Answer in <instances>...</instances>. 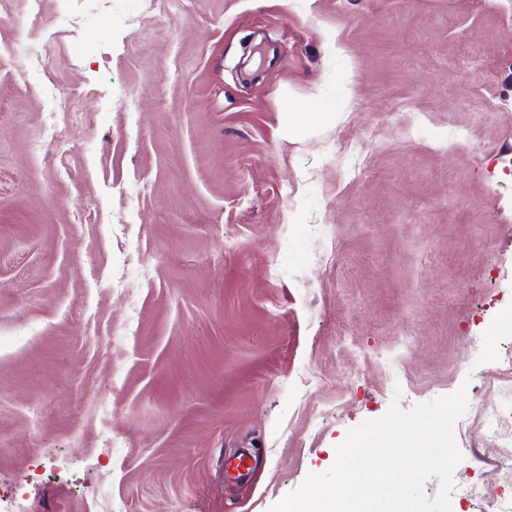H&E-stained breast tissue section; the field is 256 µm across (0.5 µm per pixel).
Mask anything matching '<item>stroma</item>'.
I'll return each mask as SVG.
<instances>
[{
  "label": "stroma",
  "mask_w": 512,
  "mask_h": 512,
  "mask_svg": "<svg viewBox=\"0 0 512 512\" xmlns=\"http://www.w3.org/2000/svg\"><path fill=\"white\" fill-rule=\"evenodd\" d=\"M60 8L0 0V512H269L462 387L512 496V0ZM299 106L288 98V104L283 109L282 126L288 138L303 139L309 137L318 126L336 119V104L318 102L311 112H299Z\"/></svg>",
  "instance_id": "1"
}]
</instances>
